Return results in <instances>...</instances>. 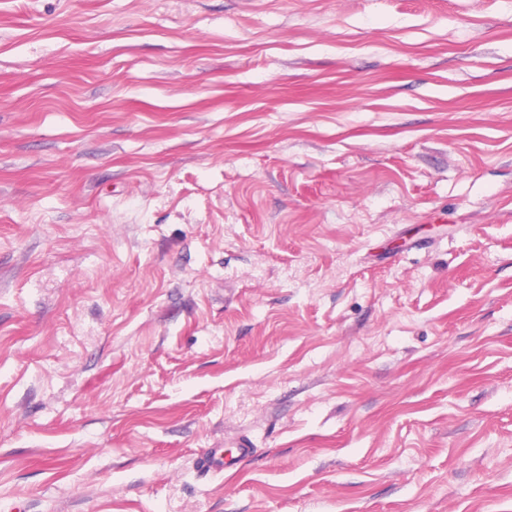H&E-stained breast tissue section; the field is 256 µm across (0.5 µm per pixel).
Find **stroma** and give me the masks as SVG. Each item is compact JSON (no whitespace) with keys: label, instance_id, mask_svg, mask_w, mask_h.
Listing matches in <instances>:
<instances>
[{"label":"stroma","instance_id":"stroma-1","mask_svg":"<svg viewBox=\"0 0 512 512\" xmlns=\"http://www.w3.org/2000/svg\"><path fill=\"white\" fill-rule=\"evenodd\" d=\"M0 512H512V0H0Z\"/></svg>","mask_w":512,"mask_h":512}]
</instances>
